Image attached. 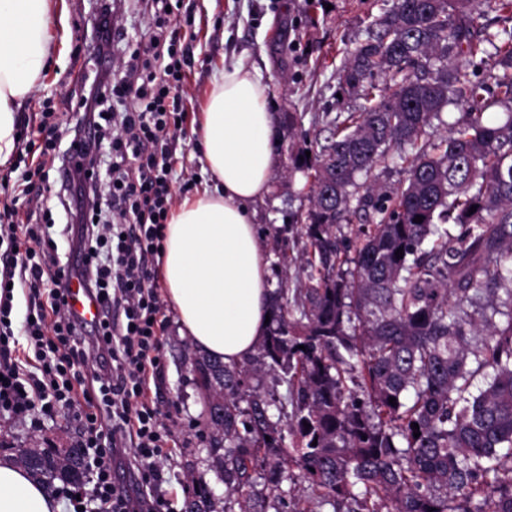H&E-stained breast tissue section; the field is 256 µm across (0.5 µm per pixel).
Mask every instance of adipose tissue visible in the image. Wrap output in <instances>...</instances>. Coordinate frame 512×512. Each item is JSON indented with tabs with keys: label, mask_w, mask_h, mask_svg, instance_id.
<instances>
[{
	"label": "adipose tissue",
	"mask_w": 512,
	"mask_h": 512,
	"mask_svg": "<svg viewBox=\"0 0 512 512\" xmlns=\"http://www.w3.org/2000/svg\"><path fill=\"white\" fill-rule=\"evenodd\" d=\"M54 0H0V164L16 149L15 114L54 46ZM257 68L235 62L205 92L196 130L214 187L184 198L164 229L159 279L192 346L240 363L268 330L271 280L256 205L272 191L278 128ZM55 491L0 457V512H61Z\"/></svg>",
	"instance_id": "adipose-tissue-1"
}]
</instances>
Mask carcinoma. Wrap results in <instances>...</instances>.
I'll return each mask as SVG.
<instances>
[{
    "label": "carcinoma",
    "instance_id": "carcinoma-1",
    "mask_svg": "<svg viewBox=\"0 0 512 512\" xmlns=\"http://www.w3.org/2000/svg\"><path fill=\"white\" fill-rule=\"evenodd\" d=\"M457 2L396 0L347 51L340 89L365 105L325 114L324 142L291 153L309 205L274 228V265L299 235L306 281L291 300L277 281L247 360L194 353L209 466L227 489L214 500L198 483V512H512V31L479 29L473 11L512 13V0ZM489 61L503 71L493 89L468 71ZM452 102L468 112L422 139ZM393 151L404 183L357 182ZM353 216L352 250L336 227ZM31 453L12 455L45 484L85 476L78 448H43L36 466ZM288 480L306 495L257 489Z\"/></svg>",
    "mask_w": 512,
    "mask_h": 512
}]
</instances>
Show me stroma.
Listing matches in <instances>:
<instances>
[{"mask_svg":"<svg viewBox=\"0 0 512 512\" xmlns=\"http://www.w3.org/2000/svg\"><path fill=\"white\" fill-rule=\"evenodd\" d=\"M95 0H58L65 21L57 30L62 50L32 88L16 119L24 121L39 110L40 102L53 98L56 110L68 112L67 95L77 82L81 65L93 49L86 24ZM396 0H171L190 64L182 96L189 110L188 128H196L204 91L226 64L243 60L258 68L268 87V106L276 116L287 112L303 114L296 139L313 145L323 132V113L359 108L361 101L339 96L340 71L346 50L365 37L370 22L394 7ZM117 32L125 47L116 53L129 62L133 49L144 46L152 20L139 0H128L118 13ZM291 139L281 135L278 157L271 178L274 191L259 206V229L270 235L272 227L287 223L288 213L308 203V184L302 173L292 171L288 146ZM179 157L173 186L175 201H182L212 178L199 160L195 136L176 140ZM164 332L160 337L161 374L151 385V396L168 413L164 425L170 437L154 464L164 481L155 491L167 503L168 512H183V504L196 481L206 482L216 495L225 487L205 457L202 438L205 407L199 390L185 374L184 358L191 350L179 331L168 303H161ZM80 423L74 411L55 418H16L0 411V443L32 446L34 440L62 444L68 435H79Z\"/></svg>","mask_w":512,"mask_h":512,"instance_id":"obj_1","label":"stroma"}]
</instances>
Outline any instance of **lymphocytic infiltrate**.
Instances as JSON below:
<instances>
[{
	"label": "lymphocytic infiltrate",
	"instance_id": "obj_1",
	"mask_svg": "<svg viewBox=\"0 0 512 512\" xmlns=\"http://www.w3.org/2000/svg\"><path fill=\"white\" fill-rule=\"evenodd\" d=\"M169 4L146 0L156 28L142 56L121 75L109 66L115 3L96 0L91 37L98 66L91 84L72 93L78 112L69 146L52 134V100L40 106L43 146L23 163L38 173L53 167L58 175L56 198L73 217L62 229L76 239L71 260H60L51 210L29 176L15 181L0 205V409L19 416L71 409L76 384L90 377L100 405L79 413V445L93 452L102 512H129V490L116 487L113 477L121 438L149 459L167 435L162 408L148 396L161 364L155 264L173 205L177 159L171 142L185 134L188 119L178 96L185 54L170 32ZM130 93L132 107L117 110ZM22 212L37 215L38 223L18 222ZM73 276L99 305L93 323L70 307L66 280ZM16 280L32 303L25 325L36 360L30 374L10 358Z\"/></svg>",
	"mask_w": 512,
	"mask_h": 512
}]
</instances>
